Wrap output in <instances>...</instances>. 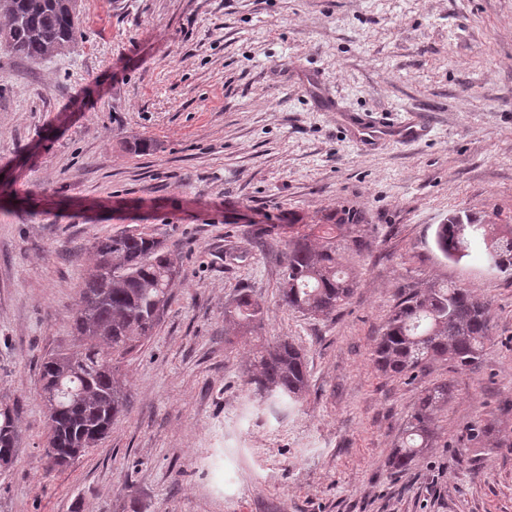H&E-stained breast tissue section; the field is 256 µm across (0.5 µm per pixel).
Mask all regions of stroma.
<instances>
[{
	"mask_svg": "<svg viewBox=\"0 0 512 512\" xmlns=\"http://www.w3.org/2000/svg\"><path fill=\"white\" fill-rule=\"evenodd\" d=\"M76 23L41 60L0 39V409L19 434L0 512H512V270L433 241L454 214L512 225V0H77ZM415 115L429 132L409 142ZM359 116L393 128L367 144ZM315 224L370 242L342 252L358 285L316 318L279 300L288 236ZM120 233L163 242L172 299L115 361L126 413L60 467L39 364L77 348L93 245ZM441 282L490 310L479 364L383 374L401 291ZM243 289L264 319L236 338L224 307ZM284 339L307 363L296 402L248 382ZM443 382L438 439L392 473ZM450 393L448 383H441L427 388L421 394L406 423L400 444L389 455L388 464L392 471L408 470L419 453L425 448H431L438 438L436 414L448 404Z\"/></svg>",
	"mask_w": 512,
	"mask_h": 512,
	"instance_id": "obj_1",
	"label": "stroma"
}]
</instances>
